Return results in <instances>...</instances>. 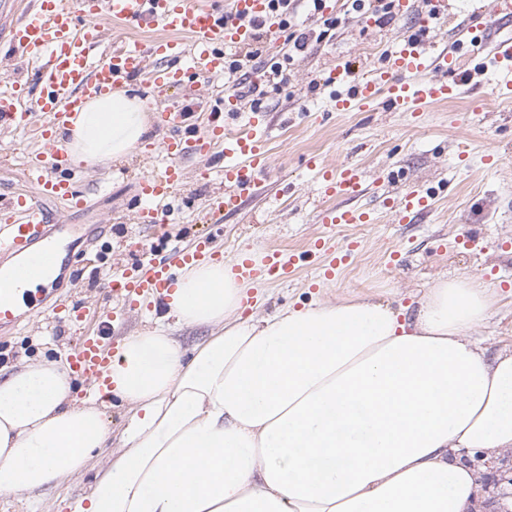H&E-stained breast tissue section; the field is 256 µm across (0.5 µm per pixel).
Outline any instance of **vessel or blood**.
<instances>
[{"label": "vessel or blood", "mask_w": 512, "mask_h": 512, "mask_svg": "<svg viewBox=\"0 0 512 512\" xmlns=\"http://www.w3.org/2000/svg\"><path fill=\"white\" fill-rule=\"evenodd\" d=\"M269 0H0V12L15 15L9 27L8 48L23 62L38 65L39 93L15 82L0 93V125L34 131L38 149L27 152L25 176L32 190L11 196L0 205V330L20 324L24 313L47 314L50 322L80 325L88 308L57 298L48 285L29 290L28 285L55 265L73 230L69 224L50 223L45 202L63 201L70 207L83 204L71 181L69 153L62 128L75 108L86 99L110 91L124 81L143 76L159 94L185 86L187 75L218 77L228 67L227 50L250 46L258 29L279 33L282 18L272 12ZM491 13L478 27H462L455 45L435 39L406 36L387 54L384 64L374 65L359 79L336 66L326 79L332 90L333 108L350 112L385 105L391 112L419 113L434 103L456 97L458 82L451 73L464 68H496L506 78L501 94L512 95V0H491ZM143 28L161 26L164 36L150 44H107L111 24ZM473 54H464V47ZM160 123L170 134L155 146L164 155L165 166L142 175L141 205L133 217L137 224H163L167 204L184 180L182 158L189 153L205 155L221 149L224 194L213 204L215 211H236L271 167L262 112H253L246 126L233 128L210 123L206 132L189 124L188 114L173 107L157 110ZM325 196L338 199L335 207L321 209L316 220L332 227L372 224V210L355 205L365 190L366 173L354 163L327 166L311 160ZM434 196L411 188L396 200L393 221L411 224L432 210ZM141 259L130 268L109 276L103 289L121 311L137 310L142 301L161 306L174 291L183 268L224 258L207 236L190 245L170 249L166 259L155 261L154 244L137 245ZM299 258L281 249L266 250L262 257L239 250L230 272L235 279L252 281L257 273L281 280L294 274ZM25 293L27 308L16 304ZM110 320L97 332L81 337L65 354L73 373L90 388L106 384L105 372L118 343L111 334Z\"/></svg>", "instance_id": "b4317fda"}]
</instances>
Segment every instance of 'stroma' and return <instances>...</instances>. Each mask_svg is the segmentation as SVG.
<instances>
[{
  "label": "stroma",
  "instance_id": "obj_1",
  "mask_svg": "<svg viewBox=\"0 0 512 512\" xmlns=\"http://www.w3.org/2000/svg\"><path fill=\"white\" fill-rule=\"evenodd\" d=\"M334 11L345 15L340 26L324 25L320 15L300 13L302 28L319 35L307 52L295 55L288 82L264 95L243 97L245 109L266 114L272 166L257 186L245 195L232 214L209 218V200L216 185L200 177L207 165L220 166L218 156L193 155L184 161L186 177L171 201L173 222L166 230L171 244H188L196 234L211 235L232 260L236 250L262 254L269 246L301 253L296 274L285 281L262 279L249 289L251 312L266 315L287 306L315 300L368 296L393 307H415L425 289L437 278H477L496 287L499 301L486 321L472 329L488 355L512 348V99L498 94L493 72L469 71L462 93L428 107L420 116L408 112H335L325 85L336 65L361 70L381 63L401 35L418 31L420 0H410L406 13L387 26L346 13L343 0ZM190 92H170L169 102L200 112L216 108L228 85L192 77ZM35 144L31 131L0 130V202L25 184L23 161ZM469 155L467 168L457 166L458 152ZM500 158L497 168H486L488 152ZM325 163L359 164L366 172L364 202L378 216L377 223L344 225L333 229L316 223L315 213L326 201L310 157ZM163 156L144 150L118 163L78 167L74 180L86 195L84 208L72 211L49 204L53 219L76 225L70 243L80 255L85 274L72 282L63 276V293L74 302L100 300L95 284L99 271L120 268L139 260L137 241L148 234L131 220L139 207L138 182ZM431 191L434 211L416 224H393L386 203L408 185ZM319 236L331 246L345 239L361 242L359 251L335 279H322L319 270L327 255H308L310 242ZM402 249L403 265L390 266L392 250ZM74 335L42 319L25 317L19 327L0 334V367L12 370L42 358L63 359ZM124 407L113 401L105 414L111 437L90 467L67 478L41 495H0V512H54L55 498L90 493L95 475L119 447Z\"/></svg>",
  "mask_w": 512,
  "mask_h": 512
}]
</instances>
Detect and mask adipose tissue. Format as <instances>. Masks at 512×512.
I'll list each match as a JSON object with an SVG mask.
<instances>
[{
    "instance_id": "1",
    "label": "adipose tissue",
    "mask_w": 512,
    "mask_h": 512,
    "mask_svg": "<svg viewBox=\"0 0 512 512\" xmlns=\"http://www.w3.org/2000/svg\"><path fill=\"white\" fill-rule=\"evenodd\" d=\"M150 131L139 96L88 99L65 129L70 160H121ZM248 289L198 264L166 314L210 336L189 353L162 327L124 338L109 391L122 446L58 512H475L464 453L512 450V351L469 335L498 301L490 285L439 279L411 313L350 298L245 318ZM109 433L64 362L20 366L0 378V494L82 472Z\"/></svg>"
}]
</instances>
